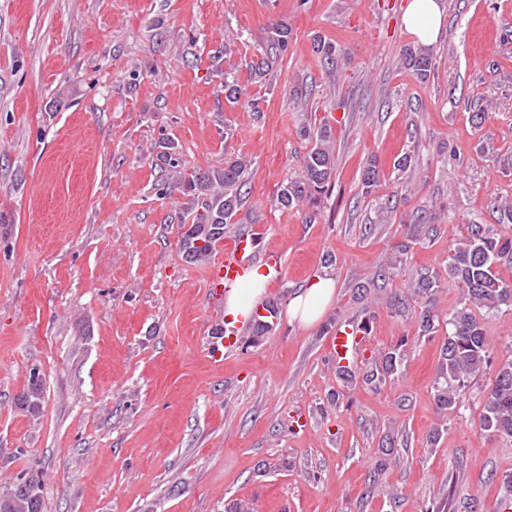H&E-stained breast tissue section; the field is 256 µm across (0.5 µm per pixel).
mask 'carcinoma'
<instances>
[{
  "label": "carcinoma",
  "instance_id": "carcinoma-1",
  "mask_svg": "<svg viewBox=\"0 0 512 512\" xmlns=\"http://www.w3.org/2000/svg\"><path fill=\"white\" fill-rule=\"evenodd\" d=\"M288 26H274V36L268 42V51L252 66L250 80L260 84L269 71L270 59L285 51L288 44ZM403 64L420 78L430 75L432 57L422 51L407 48L403 51ZM249 161L242 157L229 159L222 168L203 172L194 171L181 178L180 188L189 201L184 206L180 223L191 219L181 240L185 258L198 261L209 256L216 241L224 237V227L238 215L246 203L242 189ZM335 178L331 131H320L315 144L303 164L301 173L279 187L278 203L291 207L316 193L325 191ZM503 231L491 236L482 224L468 226V234L451 250L446 267L448 280L461 290V302L448 313L445 324L450 326L441 350L434 380L435 402L439 409L454 411L458 408L466 383L470 378L491 368L488 358L490 339L486 319L502 308H512V283L499 274V266L512 263V205L498 206ZM434 231L433 225H408L407 240L398 245L403 254L419 237ZM439 278L422 273L410 283L416 297L424 299L417 315L418 333L431 336L440 326L434 310L433 292ZM484 310L478 318L472 308ZM407 339L384 352L381 360L366 367L347 365L336 368L339 379L358 381L372 389L386 376L394 375L406 357ZM43 378L28 376L26 389L18 397V405L28 412L39 409L43 398ZM483 431L512 442V358L502 360L494 369L492 385L485 397L480 414ZM0 512H42V480L29 473L20 474L0 493Z\"/></svg>",
  "mask_w": 512,
  "mask_h": 512
}]
</instances>
